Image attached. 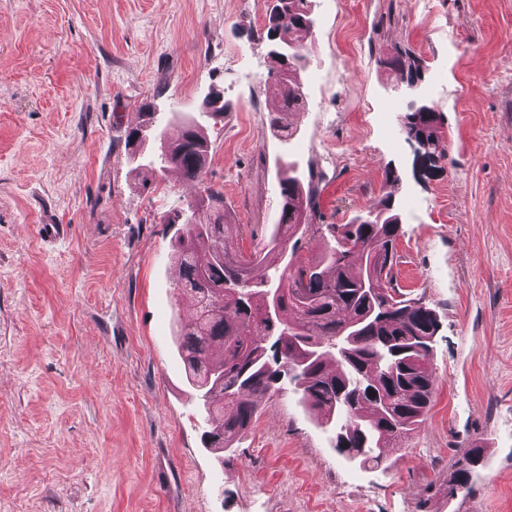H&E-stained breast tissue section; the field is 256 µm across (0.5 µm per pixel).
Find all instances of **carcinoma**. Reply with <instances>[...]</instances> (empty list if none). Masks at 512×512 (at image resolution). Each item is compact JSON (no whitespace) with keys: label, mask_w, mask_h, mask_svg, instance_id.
<instances>
[{"label":"carcinoma","mask_w":512,"mask_h":512,"mask_svg":"<svg viewBox=\"0 0 512 512\" xmlns=\"http://www.w3.org/2000/svg\"><path fill=\"white\" fill-rule=\"evenodd\" d=\"M312 0H265L258 39L275 37L298 53L274 56L276 81L266 93L269 125L283 140L292 137L290 118L305 106L301 71L308 49L301 34L311 31ZM400 80L421 79L422 62L408 48L380 60ZM129 135L159 143L160 168H175L199 181L209 156L204 129L193 118L163 114L144 105ZM405 139L437 162L446 155L440 116L420 105L405 113ZM182 131L171 140L167 125ZM314 175L296 172L279 181V217L250 254L235 249L238 225L228 222L224 194L205 196L173 213L167 224L182 225L173 259L181 290L194 302V315L176 335L185 380L203 411L205 447H235L258 413V399L291 389L317 421L335 431V447L363 465L386 463L427 418L435 390L432 353L418 341L432 336L436 312L393 285L396 244L401 235L395 199L388 194L347 224H327L320 251L297 258V244L316 211ZM278 301L269 319L265 310ZM301 372L288 375L294 367ZM483 449L465 451L452 465L448 496L467 488Z\"/></svg>","instance_id":"carcinoma-1"}]
</instances>
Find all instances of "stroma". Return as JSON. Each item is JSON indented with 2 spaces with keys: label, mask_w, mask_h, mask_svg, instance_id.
Here are the masks:
<instances>
[{
  "label": "stroma",
  "mask_w": 512,
  "mask_h": 512,
  "mask_svg": "<svg viewBox=\"0 0 512 512\" xmlns=\"http://www.w3.org/2000/svg\"><path fill=\"white\" fill-rule=\"evenodd\" d=\"M314 14L284 145L264 0H0V512H512V0H314ZM403 47L443 120L429 173L400 131L409 92L379 64ZM215 90L220 116L204 110ZM146 102L202 122V183L130 160ZM290 164L313 172L323 224L393 192L396 284L438 315L431 410L385 468L339 455L289 390L261 399L235 448L201 442L165 218L221 189L250 252ZM483 449L475 446L465 451L452 465L448 477V494L454 496L455 492L467 488L471 473L482 461Z\"/></svg>",
  "instance_id": "1"
}]
</instances>
